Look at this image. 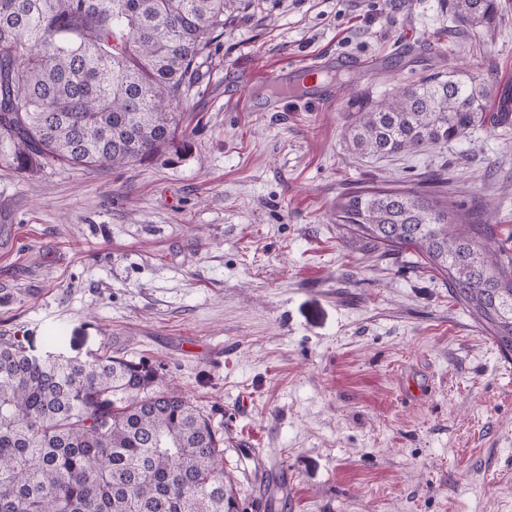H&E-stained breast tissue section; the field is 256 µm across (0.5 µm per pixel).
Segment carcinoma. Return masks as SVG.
Wrapping results in <instances>:
<instances>
[{
  "label": "carcinoma",
  "instance_id": "1",
  "mask_svg": "<svg viewBox=\"0 0 512 512\" xmlns=\"http://www.w3.org/2000/svg\"><path fill=\"white\" fill-rule=\"evenodd\" d=\"M234 0H0V160L25 174L182 158L174 112ZM497 0H452L463 26ZM479 75H431L387 98L351 100L354 153L444 147L487 118ZM336 223L386 253L412 249L512 354V255L450 212L436 179L365 187L336 200ZM0 512H240L224 435L144 360L37 359L0 336Z\"/></svg>",
  "mask_w": 512,
  "mask_h": 512
}]
</instances>
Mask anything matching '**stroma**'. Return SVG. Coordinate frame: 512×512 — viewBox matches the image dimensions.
I'll list each match as a JSON object with an SVG mask.
<instances>
[{
    "instance_id": "obj_1",
    "label": "stroma",
    "mask_w": 512,
    "mask_h": 512,
    "mask_svg": "<svg viewBox=\"0 0 512 512\" xmlns=\"http://www.w3.org/2000/svg\"><path fill=\"white\" fill-rule=\"evenodd\" d=\"M246 0L183 98L178 163L30 177L0 160V335L40 359L153 363L224 430L243 512H512V359L413 251L336 222L372 184L448 181L512 252V125L354 154L351 99L438 72L512 110V0ZM351 73L336 100L316 74ZM293 88L272 95L275 84ZM497 9V0H452L450 4V10L461 26L490 25Z\"/></svg>"
}]
</instances>
